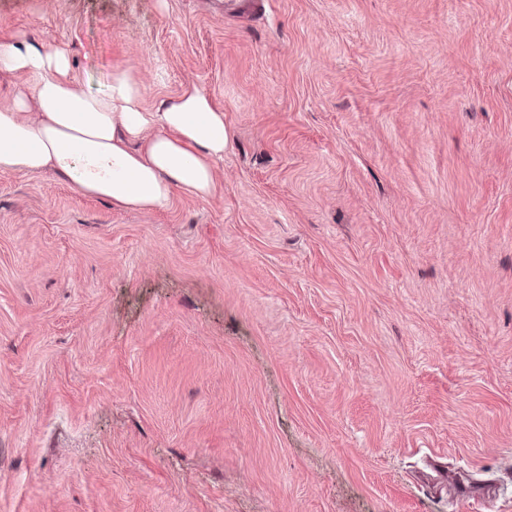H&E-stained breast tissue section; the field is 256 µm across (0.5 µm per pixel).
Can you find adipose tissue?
Here are the masks:
<instances>
[{"instance_id":"ef3b65f1","label":"adipose tissue","mask_w":512,"mask_h":512,"mask_svg":"<svg viewBox=\"0 0 512 512\" xmlns=\"http://www.w3.org/2000/svg\"><path fill=\"white\" fill-rule=\"evenodd\" d=\"M14 72L30 82L0 109V171L49 170L117 209H165L177 187L201 199L214 192L229 134L223 109L197 85L148 111L127 72L92 92L72 79L65 52L0 38V73Z\"/></svg>"}]
</instances>
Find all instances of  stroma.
Returning <instances> with one entry per match:
<instances>
[{
  "label": "stroma",
  "instance_id": "35a3bbf8",
  "mask_svg": "<svg viewBox=\"0 0 512 512\" xmlns=\"http://www.w3.org/2000/svg\"><path fill=\"white\" fill-rule=\"evenodd\" d=\"M195 83L205 199L0 172V512H512V0H0Z\"/></svg>",
  "mask_w": 512,
  "mask_h": 512
}]
</instances>
